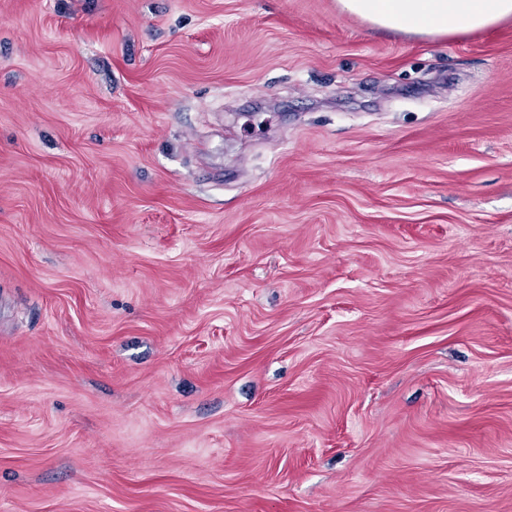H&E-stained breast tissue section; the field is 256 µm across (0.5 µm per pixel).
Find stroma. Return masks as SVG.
Masks as SVG:
<instances>
[{
	"mask_svg": "<svg viewBox=\"0 0 512 512\" xmlns=\"http://www.w3.org/2000/svg\"><path fill=\"white\" fill-rule=\"evenodd\" d=\"M0 512H512V21L0 0Z\"/></svg>",
	"mask_w": 512,
	"mask_h": 512,
	"instance_id": "obj_1",
	"label": "stroma"
}]
</instances>
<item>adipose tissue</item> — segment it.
<instances>
[{
    "label": "adipose tissue",
    "instance_id": "adipose-tissue-1",
    "mask_svg": "<svg viewBox=\"0 0 512 512\" xmlns=\"http://www.w3.org/2000/svg\"><path fill=\"white\" fill-rule=\"evenodd\" d=\"M337 7L380 29L438 37L512 20V0H337Z\"/></svg>",
    "mask_w": 512,
    "mask_h": 512
}]
</instances>
